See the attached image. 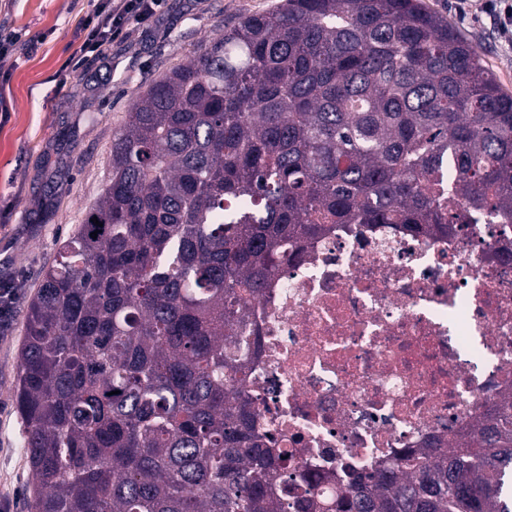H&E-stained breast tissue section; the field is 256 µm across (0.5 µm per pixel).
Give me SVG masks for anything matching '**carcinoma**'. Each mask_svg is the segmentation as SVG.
<instances>
[{
  "instance_id": "obj_1",
  "label": "carcinoma",
  "mask_w": 512,
  "mask_h": 512,
  "mask_svg": "<svg viewBox=\"0 0 512 512\" xmlns=\"http://www.w3.org/2000/svg\"><path fill=\"white\" fill-rule=\"evenodd\" d=\"M103 223L98 226L92 218ZM512 225V95L422 0H282L150 84L25 314L32 512H320L252 430L248 299L326 224ZM334 512H512V400Z\"/></svg>"
}]
</instances>
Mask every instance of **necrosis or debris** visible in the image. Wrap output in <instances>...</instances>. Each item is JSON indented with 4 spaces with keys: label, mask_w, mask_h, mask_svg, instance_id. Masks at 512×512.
Here are the masks:
<instances>
[{
    "label": "necrosis or debris",
    "mask_w": 512,
    "mask_h": 512,
    "mask_svg": "<svg viewBox=\"0 0 512 512\" xmlns=\"http://www.w3.org/2000/svg\"><path fill=\"white\" fill-rule=\"evenodd\" d=\"M496 224H329L249 303L245 386L330 505L355 474L452 442L512 396V258Z\"/></svg>",
    "instance_id": "4bbe7bcc"
}]
</instances>
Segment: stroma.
Masks as SVG:
<instances>
[{"label": "stroma", "instance_id": "35a3bbf8", "mask_svg": "<svg viewBox=\"0 0 512 512\" xmlns=\"http://www.w3.org/2000/svg\"><path fill=\"white\" fill-rule=\"evenodd\" d=\"M279 2L164 0L150 32L129 28L106 59L68 71L64 64L93 0H0V21L35 45L0 84V288L14 283L21 290L13 316L0 323V501H9L12 512H30L14 394L25 312L42 268L107 181L112 136L129 104L151 81L197 57L206 39ZM424 3L482 50L486 67L512 94V44L500 38L492 15L459 9L456 0Z\"/></svg>", "mask_w": 512, "mask_h": 512}]
</instances>
